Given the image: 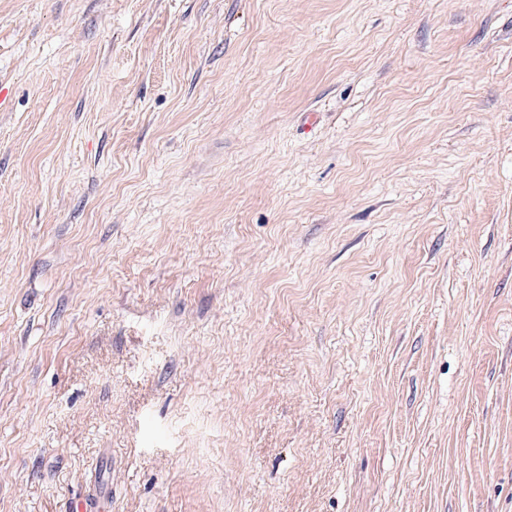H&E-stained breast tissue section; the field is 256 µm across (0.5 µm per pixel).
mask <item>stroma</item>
<instances>
[{"instance_id":"stroma-1","label":"stroma","mask_w":512,"mask_h":512,"mask_svg":"<svg viewBox=\"0 0 512 512\" xmlns=\"http://www.w3.org/2000/svg\"><path fill=\"white\" fill-rule=\"evenodd\" d=\"M0 512H512V0H0Z\"/></svg>"}]
</instances>
